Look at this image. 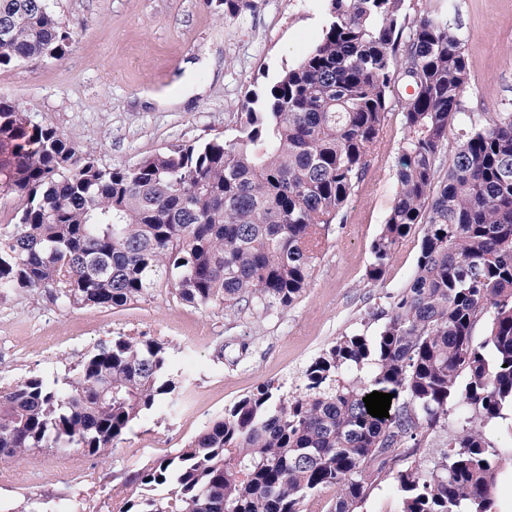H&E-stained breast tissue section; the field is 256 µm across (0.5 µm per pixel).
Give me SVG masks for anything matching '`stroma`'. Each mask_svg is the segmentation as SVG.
I'll list each match as a JSON object with an SVG mask.
<instances>
[{
    "instance_id": "obj_1",
    "label": "stroma",
    "mask_w": 512,
    "mask_h": 512,
    "mask_svg": "<svg viewBox=\"0 0 512 512\" xmlns=\"http://www.w3.org/2000/svg\"><path fill=\"white\" fill-rule=\"evenodd\" d=\"M228 20L216 0H49L73 35L59 60L0 70V98L29 108L105 167L217 136L233 139L240 105L294 66L323 34L325 0H251ZM475 116L512 100V0H458ZM183 94L179 104L166 96ZM405 129L392 112L370 166L328 225L312 279L287 310L259 319L223 307H195L157 282L138 301L107 310L65 306L53 291L0 302V385L31 375L73 376L94 348L120 336L166 344L169 368L185 380L180 402L137 420L107 457L44 448L0 460V512H113L127 476L166 459L239 397L263 383L294 389L305 364L346 333L377 335L376 313L412 279L417 242L399 247L378 283L367 270L371 244L396 194Z\"/></svg>"
}]
</instances>
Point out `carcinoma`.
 Returning <instances> with one entry per match:
<instances>
[{
  "label": "carcinoma",
  "instance_id": "cac0c4a2",
  "mask_svg": "<svg viewBox=\"0 0 512 512\" xmlns=\"http://www.w3.org/2000/svg\"><path fill=\"white\" fill-rule=\"evenodd\" d=\"M224 18L251 8L220 0ZM327 25L301 61L245 98L232 140L162 150L103 167L30 111L0 99V191L20 200L0 231V300L54 288L70 305L106 309L141 298L157 277L184 302L258 317L308 287L326 227L365 175L392 106L406 136L397 191L371 246L382 280L422 225L408 286L375 314L376 336L346 333L304 366L300 383L243 395L170 458L141 469L117 512H358L381 477L400 512H495L512 443L487 427L512 409V105L476 120L457 0H327ZM0 69L63 58L72 35L46 0H0ZM413 91L393 100L396 85ZM458 148L440 175L448 132ZM484 324L476 341L474 330ZM167 348L120 336L72 379L0 385V458L41 448L112 452L132 425L179 393ZM394 394L389 417L363 397ZM466 422L423 468L410 460ZM408 449L400 455L397 450Z\"/></svg>",
  "mask_w": 512,
  "mask_h": 512
}]
</instances>
